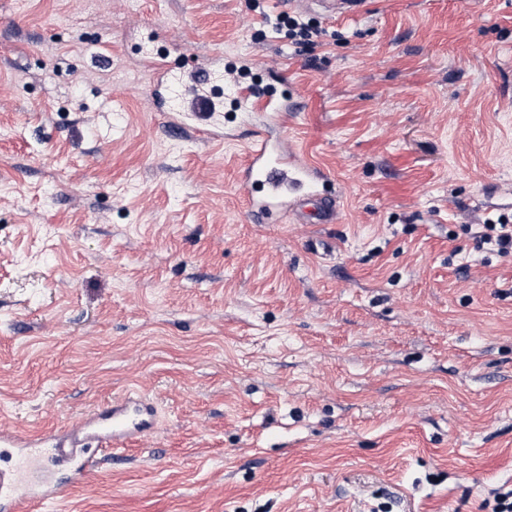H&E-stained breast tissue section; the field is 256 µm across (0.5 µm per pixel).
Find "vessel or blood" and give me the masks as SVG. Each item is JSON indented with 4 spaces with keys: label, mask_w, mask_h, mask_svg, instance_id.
<instances>
[{
    "label": "vessel or blood",
    "mask_w": 512,
    "mask_h": 512,
    "mask_svg": "<svg viewBox=\"0 0 512 512\" xmlns=\"http://www.w3.org/2000/svg\"><path fill=\"white\" fill-rule=\"evenodd\" d=\"M363 4L364 0H288L289 9L327 19L357 14ZM150 66L156 88L181 87L178 103L164 108L170 126L188 129L199 140L227 137L219 118L225 99L237 108L241 120L251 123L252 138L236 191L253 221L264 224L286 211L314 224L335 223L340 200L330 189V176L285 136L296 109L294 98L275 96L245 83H224L227 67L218 54L187 73H173L160 57ZM155 420L153 400L131 391L60 431L0 430V452L15 457L13 464L0 468V512H26L28 506L62 498L65 487L58 472L83 480L99 467L106 450L127 447L154 433Z\"/></svg>",
    "instance_id": "1"
}]
</instances>
